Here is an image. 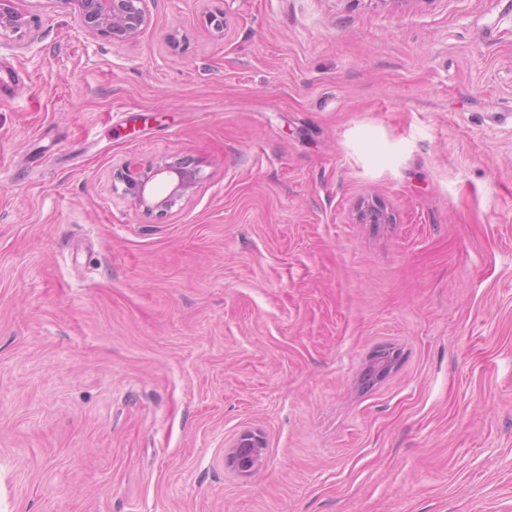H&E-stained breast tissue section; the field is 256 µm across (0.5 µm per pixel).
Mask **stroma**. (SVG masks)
Wrapping results in <instances>:
<instances>
[{"label": "stroma", "mask_w": 512, "mask_h": 512, "mask_svg": "<svg viewBox=\"0 0 512 512\" xmlns=\"http://www.w3.org/2000/svg\"><path fill=\"white\" fill-rule=\"evenodd\" d=\"M14 6L0 512H512V0ZM78 5L81 24L93 36L125 43L148 25V0H70ZM168 174L176 176V183L164 197H157L151 184L157 176ZM124 184L123 195L130 197L136 205L146 211H158L161 214L171 210L178 201L189 197L198 187L196 173L186 169L177 159L162 157L147 170L141 167L126 168L118 178ZM263 435L256 431H244L229 447L226 459L229 465L242 475L251 474L264 455Z\"/></svg>", "instance_id": "35a3bbf8"}]
</instances>
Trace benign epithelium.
Wrapping results in <instances>:
<instances>
[{"label": "benign epithelium", "instance_id": "1", "mask_svg": "<svg viewBox=\"0 0 512 512\" xmlns=\"http://www.w3.org/2000/svg\"><path fill=\"white\" fill-rule=\"evenodd\" d=\"M79 8L81 24L93 36L114 43H125L139 36L148 25V0H72ZM22 27V16L13 7V0H0V36L17 32ZM162 174L176 176L170 192L159 198L151 184ZM124 184L123 195L147 211L160 213L171 210L178 201L190 196L198 187L196 173L186 169L176 159L162 157L156 164L143 169L133 167L120 174ZM264 455L263 435L244 431L229 447L226 459L242 475L251 474Z\"/></svg>", "mask_w": 512, "mask_h": 512}]
</instances>
